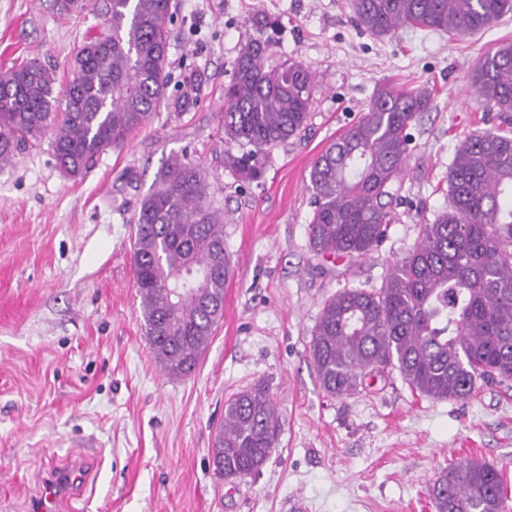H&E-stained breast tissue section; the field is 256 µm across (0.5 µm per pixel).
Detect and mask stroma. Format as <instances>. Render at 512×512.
Here are the masks:
<instances>
[{"label":"stroma","instance_id":"1","mask_svg":"<svg viewBox=\"0 0 512 512\" xmlns=\"http://www.w3.org/2000/svg\"><path fill=\"white\" fill-rule=\"evenodd\" d=\"M173 3L170 83L147 126L78 180L62 176L46 137L0 169V512H28L37 474L74 456L87 466L83 512H435V479L466 458L494 463L512 488V381L434 400L395 372L337 397L309 355L322 302L380 287L388 263L447 206L459 142L512 137V116L470 94L479 61L512 43V13L471 35L375 36L357 26L351 0ZM264 18L276 24L268 66L294 59L315 87L306 129L245 182L224 166L220 109ZM91 24L59 0H0V70L36 59L65 74ZM187 76L197 102L178 110ZM380 84L431 95L392 187L395 221L363 259L314 256L311 163ZM175 154L204 169L233 266L224 317L181 379L151 349L132 261L140 202ZM259 381L277 402L278 445L260 473L232 484L214 472L213 433L225 401Z\"/></svg>","mask_w":512,"mask_h":512}]
</instances>
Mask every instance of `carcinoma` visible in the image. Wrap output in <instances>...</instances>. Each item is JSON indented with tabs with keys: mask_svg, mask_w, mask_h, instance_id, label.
<instances>
[{
	"mask_svg": "<svg viewBox=\"0 0 512 512\" xmlns=\"http://www.w3.org/2000/svg\"><path fill=\"white\" fill-rule=\"evenodd\" d=\"M61 10L101 20L69 63L70 78L29 60L0 71V168L51 133L60 172L73 179L109 148L122 147L165 98L172 0H61ZM373 35L422 27L472 34L512 13V0H352ZM269 40L241 49L224 88L225 166L244 181L262 176L269 152L307 126L314 77L300 63L266 66ZM473 95L512 112V43L475 69ZM424 92L376 87L357 124L314 160L311 252L360 259L393 222L385 198L404 173L409 129L427 110ZM132 258L146 335L171 377L197 367L224 315L232 274L224 212L187 157H169L136 216ZM322 388L350 396L368 376L398 371L419 395L467 400L478 384L512 380V137L473 134L448 171V206L422 225L407 256L387 265L381 286L343 288L324 301L309 345ZM268 385L224 403L212 457L220 478L260 472L279 437ZM436 512H503L497 465L463 459L435 481Z\"/></svg>",
	"mask_w": 512,
	"mask_h": 512,
	"instance_id": "carcinoma-1",
	"label": "carcinoma"
}]
</instances>
